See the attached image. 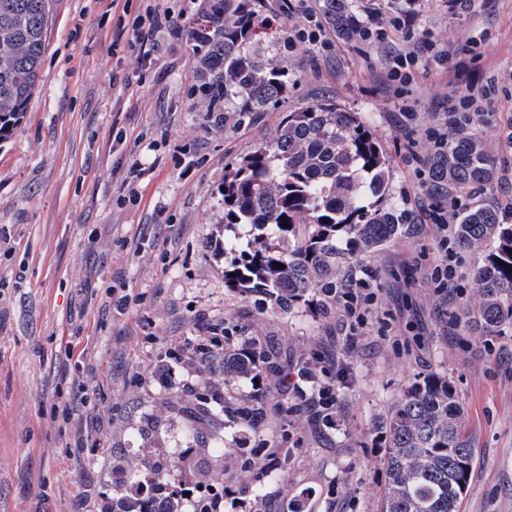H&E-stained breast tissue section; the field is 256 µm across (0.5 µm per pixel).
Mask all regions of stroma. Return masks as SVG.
Listing matches in <instances>:
<instances>
[{
	"label": "stroma",
	"instance_id": "obj_1",
	"mask_svg": "<svg viewBox=\"0 0 512 512\" xmlns=\"http://www.w3.org/2000/svg\"><path fill=\"white\" fill-rule=\"evenodd\" d=\"M119 16L112 0H54L39 85L23 119L0 135V512H71L81 489L111 493L113 461L135 456L146 434L171 459L224 437L223 457L209 460L224 483V512H240L243 500L259 512H380L387 416L415 378L435 370L456 386L475 451L460 512H512V327L486 336L452 325L435 292L441 255L431 225L346 254V276L378 290L367 333L356 338L338 314L306 304L274 311L224 284L225 245L243 250L255 235L248 224L220 225L224 175L273 142L285 113L323 99L359 113L388 155L393 201L427 195L403 158L401 112L375 80L383 49L358 54L338 36L333 55L319 59L288 51L279 29L246 40L244 51L284 67L288 91L261 112L221 104L219 129L198 89L192 39L162 43L128 97L134 54L112 43ZM420 23L457 49L482 51L479 66L497 89L494 116L471 130L499 180L478 200L511 197L512 0H472L459 15L427 0ZM415 82L409 106L425 117L447 109L452 69L420 68ZM128 98L132 116L118 106ZM116 125L128 135L118 151ZM137 158L155 168L137 184L136 201H125L119 172ZM115 288L131 297L121 316L103 306ZM212 324L223 327L228 350L267 338L289 367L316 363L318 381L304 389L333 382L335 428L305 405L281 414L273 390L255 429L220 416L196 433L184 409L190 389L208 380L185 344ZM70 349L85 350L83 365L70 367ZM172 351L179 361L169 360ZM340 360L352 374L346 386L335 381ZM79 383L86 411L107 420L81 449L75 426L50 419L55 393L70 395ZM265 448L289 449L287 472L260 470L256 483H244L246 461Z\"/></svg>",
	"mask_w": 512,
	"mask_h": 512
}]
</instances>
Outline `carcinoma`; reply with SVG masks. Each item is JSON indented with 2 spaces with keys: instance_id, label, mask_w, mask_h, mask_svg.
Segmentation results:
<instances>
[{
  "instance_id": "obj_1",
  "label": "carcinoma",
  "mask_w": 512,
  "mask_h": 512,
  "mask_svg": "<svg viewBox=\"0 0 512 512\" xmlns=\"http://www.w3.org/2000/svg\"><path fill=\"white\" fill-rule=\"evenodd\" d=\"M223 14L212 17L201 86L213 101L238 98L241 111L260 112L280 101L288 73L263 67L240 52L246 31L259 22L248 0H220ZM325 20L349 34L345 0H324ZM51 0H0V131L24 112L35 87L45 49ZM434 187L448 199L472 188L486 190L498 179L485 144L460 130L448 139V152L431 161ZM221 223L250 224L262 245L244 251L230 246L224 283L258 294L271 308L291 313L306 297L323 315L336 307L339 259L344 239L353 253H367L412 230L389 197V162L371 129L356 112L332 99L286 114L277 137L257 148L224 176ZM453 236L463 251L482 255L472 275V298L459 319L486 333L512 326V224L497 210L477 204L455 213ZM289 223L286 228L282 222ZM506 266H501L498 261ZM282 264L279 269L275 264ZM235 276H229V273ZM267 371L288 384V368L265 341L224 356V374L256 380ZM258 389L238 400L217 387L201 391L191 412L201 425L224 416L249 425L262 412ZM387 484L381 512H459L471 478L474 448L465 432L464 408L443 372L413 381L394 406L386 434ZM187 465L185 459L147 468L121 462L123 480L112 482L109 512H157L154 490L164 476Z\"/></svg>"
}]
</instances>
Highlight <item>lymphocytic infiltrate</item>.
I'll list each match as a JSON object with an SVG mask.
<instances>
[{
	"label": "lymphocytic infiltrate",
	"mask_w": 512,
	"mask_h": 512,
	"mask_svg": "<svg viewBox=\"0 0 512 512\" xmlns=\"http://www.w3.org/2000/svg\"><path fill=\"white\" fill-rule=\"evenodd\" d=\"M421 13L418 0H410L408 9L386 16L375 10H367L365 18H352L351 28L354 38L361 44L375 42H394L389 61L379 75L380 82L387 88L396 103L401 104L403 124L401 136L404 140V159L413 166L415 172L425 183H432L433 172L428 166V156L434 151L444 150L448 145L446 129L427 130L425 139L412 135L418 115L406 100L412 94V84L420 63L438 67L454 65L464 85L462 91L448 99V127L461 128L464 121L484 112V105L490 98L492 82L483 79L477 63L480 58L476 49H466L464 53L450 51L447 45L434 32L417 31L416 21ZM183 11L160 4L153 0L146 5L143 13L138 14L132 25L129 45L136 50L140 68H149L162 39H183L191 35L197 46L207 44L211 32L210 26L202 25L193 30H185ZM266 25L287 29V41L290 45L300 46L320 54L331 49L326 29L315 10L306 0L299 5L287 6L281 11L265 17ZM407 221L418 224H432L436 227L438 247L443 260L436 272L438 289L448 304H455L457 294L453 288L454 270L450 263L453 256L452 221L445 205L436 198L428 201H415L406 214Z\"/></svg>",
	"instance_id": "f902f5d3"
}]
</instances>
